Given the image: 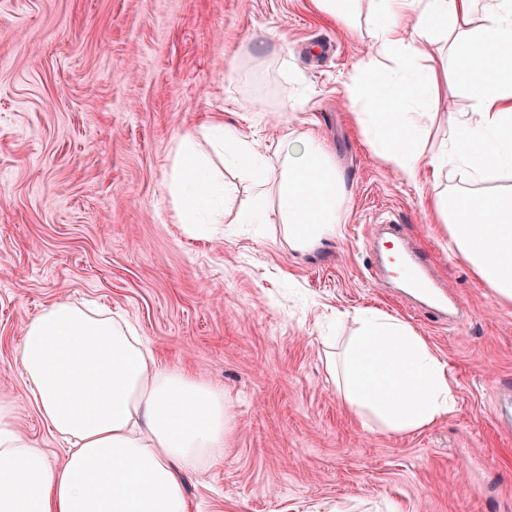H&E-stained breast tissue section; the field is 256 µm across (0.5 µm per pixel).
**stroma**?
<instances>
[{"mask_svg": "<svg viewBox=\"0 0 512 512\" xmlns=\"http://www.w3.org/2000/svg\"><path fill=\"white\" fill-rule=\"evenodd\" d=\"M373 0L350 21L315 0H0V394L53 465L69 448L42 420L20 364L25 325L60 299L122 315L158 365L223 392L224 447L181 473L189 512H512V431L492 379L512 381V303L456 256L433 223L430 184L378 153L345 93L371 48ZM472 99L440 80L420 118L433 151ZM268 146L321 141L345 191L336 234L283 243L277 178L224 168V221L176 223L166 191L180 138L207 116ZM434 257L459 319L418 309L372 274L375 214ZM402 319L448 364L455 408L412 434L361 425L330 381L355 326Z\"/></svg>", "mask_w": 512, "mask_h": 512, "instance_id": "obj_1", "label": "stroma"}]
</instances>
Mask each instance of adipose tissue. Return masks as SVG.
Returning a JSON list of instances; mask_svg holds the SVG:
<instances>
[{
	"mask_svg": "<svg viewBox=\"0 0 512 512\" xmlns=\"http://www.w3.org/2000/svg\"><path fill=\"white\" fill-rule=\"evenodd\" d=\"M372 47L349 76L348 98L374 146L410 181L422 168H463L472 187L449 196L439 184L438 218L454 249L496 298L512 302V186L491 179L512 171V0H378L369 18ZM449 43L451 71L473 100L448 116V139L429 153L418 142L416 109L438 83L426 45ZM214 151L264 179L266 155L224 127H206ZM271 153L280 163L277 214L291 250L335 235L344 185L325 148L290 134ZM168 194L179 223L213 224L224 214V182L184 136ZM357 331L338 382L358 419L407 434L448 415L454 390L446 364L408 323L371 310L351 315ZM20 361L42 419L73 444L62 466L16 425L0 399V512H187L180 470L198 468L224 445V395L187 374L159 367L134 327L103 312L57 301L24 329Z\"/></svg>",
	"mask_w": 512,
	"mask_h": 512,
	"instance_id": "adipose-tissue-1",
	"label": "adipose tissue"
}]
</instances>
